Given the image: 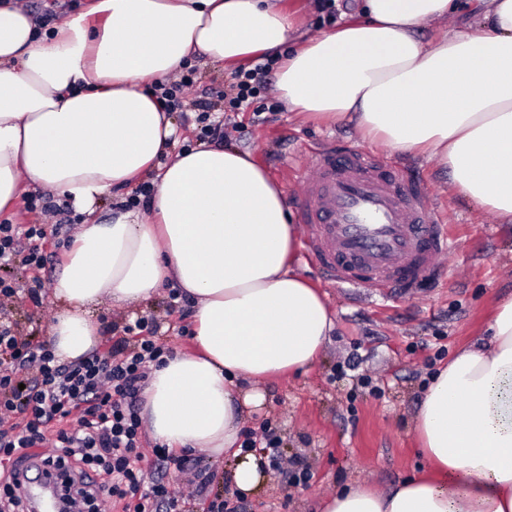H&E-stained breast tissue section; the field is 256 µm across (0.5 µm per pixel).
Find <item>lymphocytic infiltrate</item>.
<instances>
[{
  "mask_svg": "<svg viewBox=\"0 0 512 512\" xmlns=\"http://www.w3.org/2000/svg\"><path fill=\"white\" fill-rule=\"evenodd\" d=\"M277 64V57H259L235 71L227 87L212 89L206 101L192 97L198 82L193 67L157 83L154 94L170 112L193 99L200 110L199 139L218 143L226 131L211 119L212 110L240 112L260 101L277 111ZM45 237L41 224L1 223L0 268L44 269L48 257L39 242ZM160 329L154 317L136 318L124 324L122 337L106 352L64 363L51 346L32 343L1 321L0 354L9 355L11 363L0 367V466L14 472L16 451L37 449L60 480L70 512H107L110 500L121 503L122 512H183L194 505L210 482L201 455L159 444L143 448L140 394L152 366L170 354L159 342ZM263 439L274 473L290 482L308 479L305 459H284L271 425H264ZM172 468L183 485L178 495L165 481Z\"/></svg>",
  "mask_w": 512,
  "mask_h": 512,
  "instance_id": "lymphocytic-infiltrate-1",
  "label": "lymphocytic infiltrate"
}]
</instances>
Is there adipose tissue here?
<instances>
[{
  "instance_id": "ef3b65f1",
  "label": "adipose tissue",
  "mask_w": 512,
  "mask_h": 512,
  "mask_svg": "<svg viewBox=\"0 0 512 512\" xmlns=\"http://www.w3.org/2000/svg\"><path fill=\"white\" fill-rule=\"evenodd\" d=\"M337 28L301 32L285 0H93L38 35L18 0H0V212L24 184L86 212L51 294L64 361L100 342L93 309L133 305L173 281L194 300L196 351L153 367L142 395L158 441L235 459L238 492L266 480L240 442L259 385L309 368L333 328L320 293L291 264L297 238L264 169L231 147L178 154L149 89L196 55L234 66L279 53L289 111L351 121L364 139L435 158L481 209L512 221V0H472L475 27L423 40L457 0H363ZM155 173L150 212H93L112 188ZM490 348H465L426 388L416 433L434 474L380 493L360 485L323 512H512V298Z\"/></svg>"
}]
</instances>
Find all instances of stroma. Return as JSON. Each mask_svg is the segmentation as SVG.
Segmentation results:
<instances>
[{
    "label": "stroma",
    "instance_id": "stroma-1",
    "mask_svg": "<svg viewBox=\"0 0 512 512\" xmlns=\"http://www.w3.org/2000/svg\"><path fill=\"white\" fill-rule=\"evenodd\" d=\"M227 145L247 153L281 188L288 211H296L299 189L291 179L296 158L321 144L363 145L349 123H327L288 110L247 109L231 115ZM403 173L421 180L431 204L447 216L454 240L432 282L410 292L383 296L329 281L304 249L294 268L324 294L334 328L321 354L305 372L267 381L261 410L244 422L261 429L277 423L285 456H303L308 481L289 484L269 477L266 485L243 495L246 512H322L324 500L365 484L386 490L426 473L415 420L430 374L447 365L462 347L481 340L496 304L512 297V223L503 224L461 194L437 161L394 153ZM60 303L44 297L42 307L8 302L0 317L36 343L50 340ZM154 316L160 341L179 354L191 350L180 328L192 317L169 308L160 288L135 307L106 303L97 308L99 351L113 343V325Z\"/></svg>",
    "mask_w": 512,
    "mask_h": 512
}]
</instances>
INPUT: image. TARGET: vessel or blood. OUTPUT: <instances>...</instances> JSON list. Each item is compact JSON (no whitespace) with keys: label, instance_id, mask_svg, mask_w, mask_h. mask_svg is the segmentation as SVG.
I'll return each instance as SVG.
<instances>
[{"label":"vessel or blood","instance_id":"1","mask_svg":"<svg viewBox=\"0 0 512 512\" xmlns=\"http://www.w3.org/2000/svg\"><path fill=\"white\" fill-rule=\"evenodd\" d=\"M303 248L335 284L397 293L432 275L450 245L421 182L357 146L318 147L294 169Z\"/></svg>","mask_w":512,"mask_h":512}]
</instances>
